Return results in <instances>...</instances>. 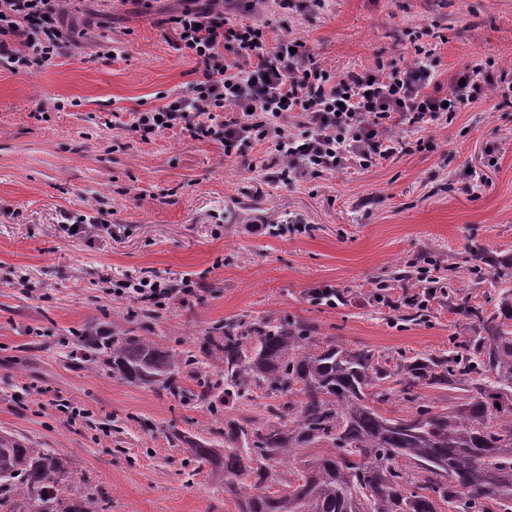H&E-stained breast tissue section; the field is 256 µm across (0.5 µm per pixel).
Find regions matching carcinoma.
Listing matches in <instances>:
<instances>
[{
    "mask_svg": "<svg viewBox=\"0 0 512 512\" xmlns=\"http://www.w3.org/2000/svg\"><path fill=\"white\" fill-rule=\"evenodd\" d=\"M472 260L475 279L500 291L480 304L459 299L455 311L474 321V335L438 354L385 357L321 341L313 326L285 317L217 321L197 353L132 329L104 336L87 326L72 334L69 357L175 398L189 392L224 423L222 448L181 443L213 465L238 512H512V255L490 264L478 248ZM425 389L463 395L439 407ZM257 391L269 400L266 423L227 417L229 401ZM395 401L404 413L383 411ZM318 447L324 452L302 459ZM292 461L281 480L276 469ZM108 505L55 451L0 432V512Z\"/></svg>",
    "mask_w": 512,
    "mask_h": 512,
    "instance_id": "carcinoma-1",
    "label": "carcinoma"
}]
</instances>
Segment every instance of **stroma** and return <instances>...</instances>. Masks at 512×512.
I'll return each mask as SVG.
<instances>
[{
    "label": "stroma",
    "instance_id": "stroma-1",
    "mask_svg": "<svg viewBox=\"0 0 512 512\" xmlns=\"http://www.w3.org/2000/svg\"><path fill=\"white\" fill-rule=\"evenodd\" d=\"M185 0H71L70 44L33 73L0 62V431L54 449L112 500V512H237L175 435L211 439L193 401L64 362L71 330L127 327L120 281L173 286L150 336L194 348L211 324L247 315L304 320L318 336L380 354L437 353L467 338L447 296L409 321L414 280L376 284L400 261L466 267L471 251L512 254V109L455 113L432 145L407 142L366 171L289 181L274 148L168 131L140 140L125 123L199 77L168 22ZM246 23L301 37L334 73L403 67L433 32L440 82L465 65L512 64V0H327L320 11H247ZM84 216L79 228L63 213ZM262 219L268 234H251ZM304 225V233L294 225ZM287 234H280V227ZM194 291L181 293L184 279ZM343 301L329 306L315 289ZM401 319H394V311Z\"/></svg>",
    "mask_w": 512,
    "mask_h": 512
}]
</instances>
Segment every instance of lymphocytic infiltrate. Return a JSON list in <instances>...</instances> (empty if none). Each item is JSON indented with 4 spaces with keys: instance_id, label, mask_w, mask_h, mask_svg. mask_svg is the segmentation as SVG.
<instances>
[{
    "instance_id": "obj_1",
    "label": "lymphocytic infiltrate",
    "mask_w": 512,
    "mask_h": 512,
    "mask_svg": "<svg viewBox=\"0 0 512 512\" xmlns=\"http://www.w3.org/2000/svg\"><path fill=\"white\" fill-rule=\"evenodd\" d=\"M67 5L0 0V60L17 72L50 66L68 44ZM169 22L177 51L196 59L200 76L185 94L134 113L131 131L146 141L176 129L219 141L228 157L242 144L267 142L292 179L378 165L397 148L396 124L423 131L488 100L512 108L511 68L493 79L482 65L467 66L450 77L448 96L435 93L432 45L416 47L413 64L401 69L335 76L301 37L272 39L264 28L231 24L224 0L184 8Z\"/></svg>"
}]
</instances>
